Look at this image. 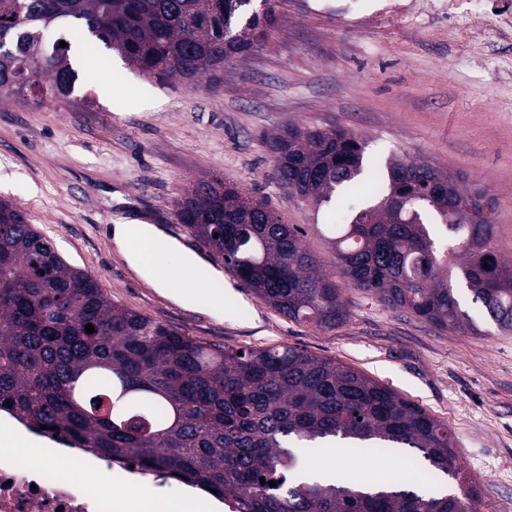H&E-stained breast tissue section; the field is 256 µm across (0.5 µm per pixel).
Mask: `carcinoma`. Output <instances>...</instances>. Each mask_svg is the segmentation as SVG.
<instances>
[{"label":"carcinoma","mask_w":512,"mask_h":512,"mask_svg":"<svg viewBox=\"0 0 512 512\" xmlns=\"http://www.w3.org/2000/svg\"><path fill=\"white\" fill-rule=\"evenodd\" d=\"M252 2L0 0V35L23 38L19 51L0 56V97L24 102L47 75L53 97L80 104L72 43H101L159 79L218 82L224 64L252 53L277 24L278 0ZM51 27L67 31V47L39 43ZM79 75L89 80V71ZM265 144L279 185L325 209L316 228L328 256L307 248L302 227L220 179L198 183L176 213L257 297L294 321L334 327L350 315L339 273L390 309L476 335L454 292L460 281L512 331V260L494 245L486 192L403 158L386 178L366 172L361 137L339 126L290 124ZM361 190L373 204L338 220V200ZM438 225L446 248L436 243ZM0 412L111 463L214 489L234 512H473L477 498L448 425L422 408L335 360L286 345L204 343L115 304L2 199ZM314 448H410L429 466L423 476H457L468 490L427 496L403 482L374 489L341 475L308 482L300 457Z\"/></svg>","instance_id":"obj_1"}]
</instances>
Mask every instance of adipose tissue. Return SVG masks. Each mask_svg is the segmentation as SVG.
I'll return each mask as SVG.
<instances>
[{"instance_id":"obj_1","label":"adipose tissue","mask_w":512,"mask_h":512,"mask_svg":"<svg viewBox=\"0 0 512 512\" xmlns=\"http://www.w3.org/2000/svg\"><path fill=\"white\" fill-rule=\"evenodd\" d=\"M109 236L120 256L131 269L154 287L169 290L171 299L183 306L206 304L212 312H219L223 292L200 293L196 286L213 277L217 272L192 251L186 250L175 238L158 224L139 220H121L112 224ZM181 257L184 270L191 272L193 281L177 290H170L168 281L159 274L158 266L167 255ZM202 502L187 496L170 503L153 494L146 487L127 488L115 503L116 512H201Z\"/></svg>"}]
</instances>
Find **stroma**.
I'll return each mask as SVG.
<instances>
[{
	"label": "stroma",
	"mask_w": 512,
	"mask_h": 512,
	"mask_svg": "<svg viewBox=\"0 0 512 512\" xmlns=\"http://www.w3.org/2000/svg\"><path fill=\"white\" fill-rule=\"evenodd\" d=\"M458 46L436 20L386 21L367 31L281 0L277 27L221 82L157 79L112 57L86 105L33 91L0 100V199L22 209L67 262L94 275L115 303L190 338L234 348L294 346L334 359L386 385L447 423L460 466L477 485L475 512H512V332L489 320L467 291L458 298L478 334L445 332L344 286L350 316L317 328L284 316L243 288L221 314L187 309L136 275L113 249L118 219L165 227L201 257L209 252L176 216L199 181L220 178L264 200L284 223L307 227L317 255L311 205L272 178L266 134L289 124L342 126L365 141L369 165L392 156L460 176L495 204L496 247L512 258V89L479 64L449 67ZM216 269L224 262L210 258ZM406 453L366 459L320 451L310 468L379 483L397 480Z\"/></svg>",
	"instance_id": "obj_1"
}]
</instances>
